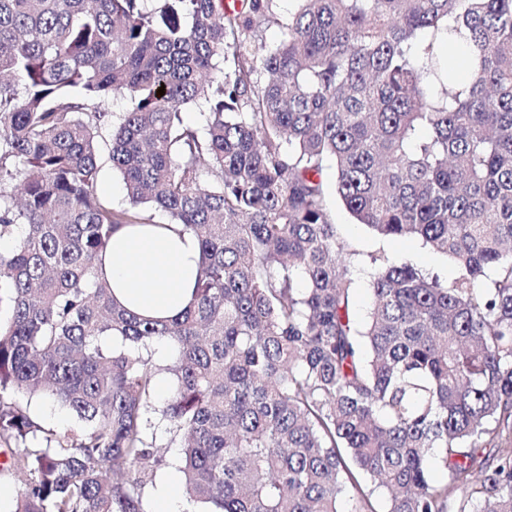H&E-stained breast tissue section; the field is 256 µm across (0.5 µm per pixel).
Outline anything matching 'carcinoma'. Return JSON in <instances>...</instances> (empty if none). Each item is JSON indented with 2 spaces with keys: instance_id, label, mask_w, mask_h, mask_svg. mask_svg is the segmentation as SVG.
<instances>
[{
  "instance_id": "obj_1",
  "label": "carcinoma",
  "mask_w": 512,
  "mask_h": 512,
  "mask_svg": "<svg viewBox=\"0 0 512 512\" xmlns=\"http://www.w3.org/2000/svg\"><path fill=\"white\" fill-rule=\"evenodd\" d=\"M145 2L0 0V238L22 229L0 252V440L19 444L0 475H27L18 512H150L162 369L181 489L206 512H377L378 488L384 512H512V0H294L285 19L274 0ZM107 135L125 208L97 193ZM330 163L357 223L459 277L371 256L358 328ZM156 212L201 249L166 321L98 275L112 233ZM21 394L76 428H43Z\"/></svg>"
}]
</instances>
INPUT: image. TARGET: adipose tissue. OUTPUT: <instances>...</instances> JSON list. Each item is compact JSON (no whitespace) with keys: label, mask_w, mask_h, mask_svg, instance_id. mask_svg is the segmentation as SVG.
<instances>
[{"label":"adipose tissue","mask_w":512,"mask_h":512,"mask_svg":"<svg viewBox=\"0 0 512 512\" xmlns=\"http://www.w3.org/2000/svg\"><path fill=\"white\" fill-rule=\"evenodd\" d=\"M199 267L198 241L179 224L122 226L102 260V273L117 301L158 320L189 305Z\"/></svg>","instance_id":"1"}]
</instances>
